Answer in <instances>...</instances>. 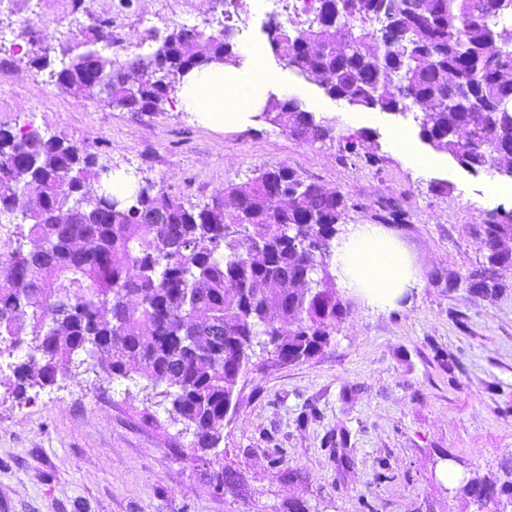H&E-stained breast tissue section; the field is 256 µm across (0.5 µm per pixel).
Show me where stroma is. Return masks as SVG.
Returning a JSON list of instances; mask_svg holds the SVG:
<instances>
[{
    "instance_id": "1",
    "label": "stroma",
    "mask_w": 512,
    "mask_h": 512,
    "mask_svg": "<svg viewBox=\"0 0 512 512\" xmlns=\"http://www.w3.org/2000/svg\"><path fill=\"white\" fill-rule=\"evenodd\" d=\"M264 5L240 0L248 15L238 48L268 46ZM192 12L206 33L222 29L221 0H15L0 14L11 34L0 49V126L33 125L76 144L113 172L163 188L187 204L210 201L228 184L285 164L354 203L346 221L373 224L385 207L408 214L389 230L410 255L417 285L396 306L378 310L352 297L329 346L294 364L257 353L240 381L222 438L199 461L195 436L171 400L142 377L108 378L104 366L54 384L12 392L24 356L0 350V512H479L461 492L470 478L504 481L512 459V278L497 296L452 287L484 259L481 227L512 212L505 193L488 195L487 171L465 170L418 138L413 114L362 110L324 95L284 69L287 96L334 118L336 133L305 141L255 119L224 128L168 103L164 111L127 112L78 98L30 63V45L51 32L55 47H76L110 23L96 45L122 60ZM371 132L369 166L349 157L347 136ZM413 138L433 166L421 173L393 146ZM446 184V193L434 190ZM458 473L448 483L447 467ZM245 479L235 492L215 487L224 468Z\"/></svg>"
}]
</instances>
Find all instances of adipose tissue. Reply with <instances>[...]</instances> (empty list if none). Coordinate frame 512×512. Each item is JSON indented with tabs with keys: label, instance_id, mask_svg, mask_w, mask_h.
<instances>
[{
	"label": "adipose tissue",
	"instance_id": "adipose-tissue-1",
	"mask_svg": "<svg viewBox=\"0 0 512 512\" xmlns=\"http://www.w3.org/2000/svg\"><path fill=\"white\" fill-rule=\"evenodd\" d=\"M248 67L227 77L223 65L192 71L178 93V106L195 112L213 125L235 120L243 99L280 86L278 71L267 66L264 47L247 50ZM332 269L340 288L359 292L380 310L394 306L417 279L412 262L402 246L374 224H349L334 242Z\"/></svg>",
	"mask_w": 512,
	"mask_h": 512
}]
</instances>
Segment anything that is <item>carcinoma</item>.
I'll list each match as a JSON object with an SVG mask.
<instances>
[{
    "label": "carcinoma",
    "instance_id": "carcinoma-1",
    "mask_svg": "<svg viewBox=\"0 0 512 512\" xmlns=\"http://www.w3.org/2000/svg\"><path fill=\"white\" fill-rule=\"evenodd\" d=\"M512 16L503 0H321L303 23H274L272 50L331 99L361 109L414 112L419 137L461 167L512 171V48L499 25ZM232 28L195 27L167 34L132 60L90 50L58 57L51 76L74 95L97 89L128 112H161L182 79L217 58L238 62ZM49 35L35 41L31 64H51ZM261 119L310 141L330 139L336 121L316 117L293 98L267 100ZM346 141L367 164L375 154ZM109 169L72 143L32 127H0V217L18 238L0 252V342L38 340L15 368L14 391L56 381L59 364L80 354L106 361L110 377L164 384L176 415L213 450L255 347L279 364L326 348L349 314L331 269L333 241L349 199L323 190L286 164L230 185L203 205L185 206L154 184L118 197L92 195L90 176ZM296 197L283 203L281 186ZM163 213L153 224L148 216ZM237 224L236 235L224 225ZM31 247L24 248L21 238ZM485 262L456 282L493 296L512 272V213L482 226ZM313 269L308 283L298 273ZM72 286L68 314L56 319L53 295ZM463 492L483 512L496 484L473 478Z\"/></svg>",
    "mask_w": 512,
    "mask_h": 512
}]
</instances>
